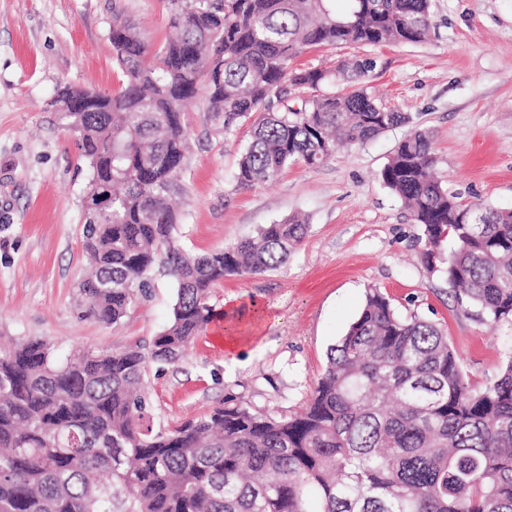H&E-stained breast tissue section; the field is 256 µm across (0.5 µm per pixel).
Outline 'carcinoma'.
Listing matches in <instances>:
<instances>
[{
    "label": "carcinoma",
    "instance_id": "obj_1",
    "mask_svg": "<svg viewBox=\"0 0 512 512\" xmlns=\"http://www.w3.org/2000/svg\"><path fill=\"white\" fill-rule=\"evenodd\" d=\"M333 2L165 0L170 37L158 49L132 22L112 24L117 90L57 89L49 106L81 132L85 197L110 195L106 213L84 208L79 316L119 323L158 272L175 298L150 340L0 350V512H512V355L477 389L437 324L399 315L377 289L329 348L298 415L229 394L173 428L149 424L150 368L184 357L213 319L212 288L279 268L310 228L292 217L229 247L183 249L172 197L190 152L186 104L203 96L225 136L250 124L241 187L412 122L368 90V59L335 73L292 63L315 47L422 42L431 0H349L340 15ZM338 75L351 89L289 95ZM435 164L429 133L417 131L381 178L421 226L429 268L452 240L448 283L491 325H512V208L461 204Z\"/></svg>",
    "mask_w": 512,
    "mask_h": 512
}]
</instances>
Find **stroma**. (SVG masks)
Here are the masks:
<instances>
[{
	"label": "stroma",
	"mask_w": 512,
	"mask_h": 512,
	"mask_svg": "<svg viewBox=\"0 0 512 512\" xmlns=\"http://www.w3.org/2000/svg\"><path fill=\"white\" fill-rule=\"evenodd\" d=\"M432 12L423 42L313 48L297 60L310 69L371 59L366 84L387 107L413 117L411 126L340 149L324 164H296L273 182L238 187L249 126L223 137L202 101L188 105L179 244L191 252L221 248L293 215L310 231L285 266L215 286V311L229 299L241 314L242 354L225 363L224 337L211 323L181 361L151 369L154 425L202 416L228 394L278 416L298 413L371 288L402 315L438 324L475 385L492 380L512 354V326L480 319L444 274L427 268L419 227L381 179L399 141L425 129L436 175L460 201L512 208V0H432ZM116 15L136 23L154 47L169 36L164 0H0L2 348L45 339L65 349H112L151 339L170 320L174 285L164 276L119 324L79 318L76 306L90 172L50 102L64 84L118 87L122 73L109 39ZM254 300L266 319L250 316Z\"/></svg>",
	"instance_id": "stroma-1"
}]
</instances>
